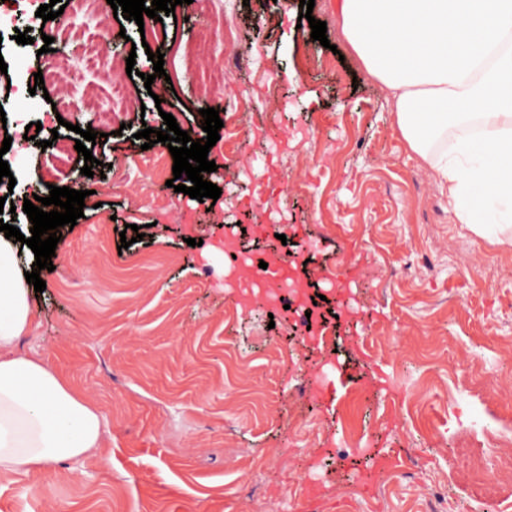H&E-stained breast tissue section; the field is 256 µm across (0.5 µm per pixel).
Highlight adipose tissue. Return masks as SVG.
Segmentation results:
<instances>
[{
    "label": "adipose tissue",
    "instance_id": "1",
    "mask_svg": "<svg viewBox=\"0 0 512 512\" xmlns=\"http://www.w3.org/2000/svg\"><path fill=\"white\" fill-rule=\"evenodd\" d=\"M343 30L393 93L399 127L464 224L512 218V0H339ZM19 241L0 232V480L101 452L97 409L20 354L32 318Z\"/></svg>",
    "mask_w": 512,
    "mask_h": 512
}]
</instances>
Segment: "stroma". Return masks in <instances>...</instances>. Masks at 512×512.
Wrapping results in <instances>:
<instances>
[{
  "label": "stroma",
  "mask_w": 512,
  "mask_h": 512,
  "mask_svg": "<svg viewBox=\"0 0 512 512\" xmlns=\"http://www.w3.org/2000/svg\"><path fill=\"white\" fill-rule=\"evenodd\" d=\"M232 43L217 40L197 69L172 48L204 25L186 5L133 47L135 20L65 7L72 26L135 53L141 88L160 50L172 85L162 103L143 92L123 108L121 134L96 137L109 165L87 182L91 194L74 228L63 230L41 270L34 322L20 349L72 384L103 416L102 457L62 462L0 481V512H512V477L474 501L461 440L512 430V225L481 235L461 223L428 161L402 136L391 92L345 38L337 0H314L328 45L299 23L300 0H223ZM242 61L214 99L196 92L198 68ZM56 88L36 92V111L18 114L0 91L7 123L41 122L34 139L4 159L16 180L0 197L18 214L0 220L27 231L21 207L34 188L69 185L49 176L41 141L87 128L90 114L45 115ZM237 115L238 152L216 142L208 154L219 199L152 183L135 134L162 128L170 113L196 134L202 107ZM141 241L120 249L126 225ZM235 236L262 260L287 248L307 263L314 290L337 306L313 344L283 302L246 308L233 260L214 249ZM198 246H188V239ZM354 254L351 309L325 275ZM470 367L456 395L452 373ZM341 367L347 389L320 403L308 369ZM305 396L296 408L288 400ZM318 421L319 436L301 433ZM365 430L364 451L348 454L343 428Z\"/></svg>",
  "instance_id": "obj_1"
}]
</instances>
